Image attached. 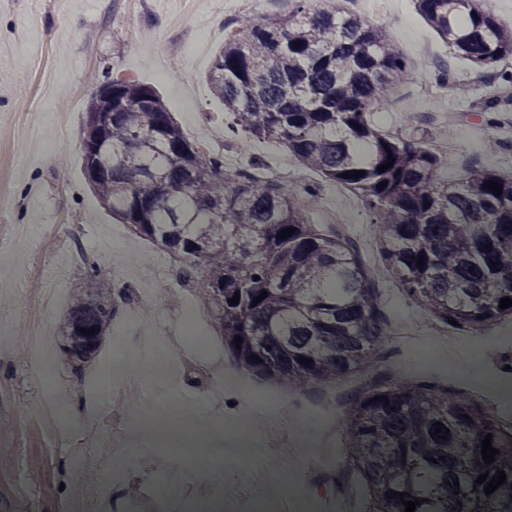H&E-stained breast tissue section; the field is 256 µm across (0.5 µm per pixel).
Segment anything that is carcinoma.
<instances>
[{
	"label": "carcinoma",
	"mask_w": 512,
	"mask_h": 512,
	"mask_svg": "<svg viewBox=\"0 0 512 512\" xmlns=\"http://www.w3.org/2000/svg\"><path fill=\"white\" fill-rule=\"evenodd\" d=\"M306 3L295 0L285 17L241 22L225 37L207 80L231 127L284 145L324 180L361 195L387 243L389 269L432 318L477 329L512 318V306L499 308L501 298H512V175L473 167L450 183L442 175L448 158L380 129L372 116L406 74L407 59L383 28L352 15L347 0L318 10ZM415 4L475 67L490 70L512 58V30L483 0ZM97 107L93 95L81 128L90 187L135 237L182 260L241 369L302 391L383 353L390 330L379 289L356 248L311 223L310 191H285L256 164L227 169L222 157L204 155L148 84L115 72L111 114ZM390 156L393 166L378 172ZM354 170L364 176L342 177ZM488 180L502 184L501 196L487 189ZM290 227L294 234L278 239ZM86 278L63 320V353L82 351L72 360L78 372L96 356L114 316V308L92 305L112 300L101 268L87 267ZM263 291L268 295L253 304ZM236 292L239 303L231 306ZM80 327L95 329L93 346ZM300 355L313 363H299ZM382 395L388 402H370ZM436 421L450 429L448 440L433 439ZM341 427L349 466L336 478L374 512H405L399 498L385 497L391 490L427 499L415 512H512V427L459 389L379 377L347 397ZM489 433L500 454L485 464L481 439ZM499 469L507 480L494 493L474 486L477 476ZM452 477L459 486L445 484Z\"/></svg>",
	"instance_id": "obj_1"
}]
</instances>
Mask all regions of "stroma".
<instances>
[{"instance_id": "35a3bbf8", "label": "stroma", "mask_w": 512, "mask_h": 512, "mask_svg": "<svg viewBox=\"0 0 512 512\" xmlns=\"http://www.w3.org/2000/svg\"><path fill=\"white\" fill-rule=\"evenodd\" d=\"M198 3L195 13L182 14L178 0H0V184L12 197L11 205L0 209V237H10L18 224L28 232L25 243L7 246L0 256V512H65L67 502L92 484L89 471L75 464L83 422L70 413L83 410L80 391L91 384L95 369L87 367L84 379H77L60 350V327L72 298L86 286L85 272L54 243L63 238L65 225L76 224L88 244L124 271L128 287L154 274L159 249L133 237L87 185L79 130L110 66L154 87L182 129H189L194 112L208 113L224 126L223 107L205 75L237 21L225 18L224 0ZM393 7L395 18L384 29L412 65L377 124L428 146L447 144L449 181L460 179L474 163L512 173V98L502 101L499 111H480L492 78L477 75L454 55L418 14L414 0H393ZM164 57L173 59L172 67L161 68ZM430 83L441 86L435 106L424 94ZM29 118L39 120L43 136L53 140L51 150L14 136ZM224 138L237 147L239 166L284 164L288 172L278 180L283 189L313 185L318 197L328 194L330 182L296 159H284L278 143L229 132ZM492 139L499 149H488ZM375 283L388 318L424 319L423 309L390 275L376 277ZM44 289L58 292L60 300L43 310L33 332L28 314ZM179 325L176 296L161 288L142 326L149 334H170ZM483 334L495 359L481 357L467 344L448 366L489 382L512 359V319ZM210 342L204 369L179 372L172 389L164 383L148 386L127 407L126 429L133 437L156 431L170 405L190 419L235 424L253 444L250 465L224 468L223 485L247 482L268 496L281 493L288 472L254 445L253 421L261 407L243 388L228 387L220 398L212 396L215 383L239 375L240 369L221 337L212 335ZM45 368L53 369L55 383L51 392L41 393L34 380ZM267 390L281 396L279 412L289 427L313 436L308 413L315 388L292 392L271 384ZM162 470L180 474L178 464L149 450L131 464L115 490L121 512L149 498Z\"/></svg>"}]
</instances>
